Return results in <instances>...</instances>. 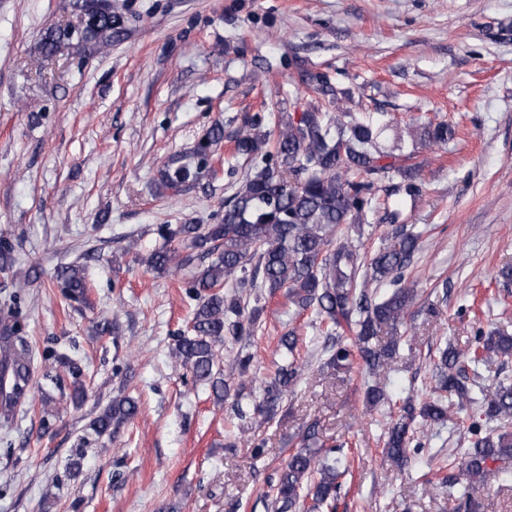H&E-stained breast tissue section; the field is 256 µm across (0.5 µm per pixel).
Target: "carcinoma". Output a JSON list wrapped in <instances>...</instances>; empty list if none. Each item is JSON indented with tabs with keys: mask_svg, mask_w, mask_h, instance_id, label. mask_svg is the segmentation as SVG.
<instances>
[{
	"mask_svg": "<svg viewBox=\"0 0 512 512\" xmlns=\"http://www.w3.org/2000/svg\"><path fill=\"white\" fill-rule=\"evenodd\" d=\"M81 18L80 32L72 25H52L40 41L41 62L76 51L85 59L107 52L112 44L130 36L125 16L110 0H73ZM301 82L311 90L310 110L294 118L270 113V120L251 118L233 138V154L251 162L236 191L224 201L219 224H162L159 235L166 246L149 254L145 263L158 272L178 269L191 261L170 246L177 238L190 240L203 254L221 250L219 256L197 271L186 287L195 301L191 333L175 337L173 357L194 381L206 382L217 398L230 392L229 381L238 380L231 405L242 420L261 415L275 417L279 404L295 391L304 366L291 359L277 366L274 376L255 383L250 376L255 355L238 352L228 370L220 368L219 351L226 340L238 341L252 334L263 312L261 297L248 306L239 292H224V282L237 277L239 288H264L274 296L285 291L295 314L311 311L331 343L324 347V367L351 370L362 364L365 400L373 410L386 399L370 378L386 360L396 355L402 336L399 327L411 314L417 296L410 280L420 234L406 224H395V244L366 253L363 222L371 211V189L388 174L410 180L405 190L419 192L410 156L387 153L379 140V123L368 112H357L352 97L335 90L327 75L304 70ZM425 144L448 141V125L427 124ZM224 141V127L212 126L186 153L171 159L161 173L160 188L179 192L208 176L213 157ZM66 302L87 300L89 284L80 265L67 266L54 276ZM387 282L392 291L382 297L369 283ZM387 340H381L382 334ZM512 357V335L477 329L474 343L462 351L445 348L435 365L431 393L403 400L389 413L383 442V461L404 468L419 454L429 437L427 428L445 424L456 409L469 408L465 428L468 451L451 454L448 467L458 474L448 477V498L454 487L464 485L457 498L464 512H479L474 498L491 478L508 473L512 462V433L489 427L493 421L512 420V383L480 380L475 368L495 358ZM55 363L71 379L74 407L84 402L87 389L80 365L65 356ZM32 346L15 302L0 305V421L14 419L34 388ZM249 394H243L245 387ZM138 411L128 397H115L91 424L103 436L132 419ZM346 443L325 447L311 425L301 445L280 468L270 486V512H335L346 484L342 466Z\"/></svg>",
	"mask_w": 512,
	"mask_h": 512,
	"instance_id": "cac0c4a2",
	"label": "carcinoma"
}]
</instances>
